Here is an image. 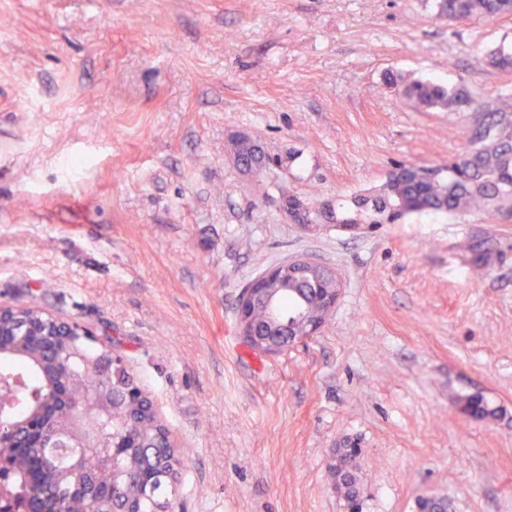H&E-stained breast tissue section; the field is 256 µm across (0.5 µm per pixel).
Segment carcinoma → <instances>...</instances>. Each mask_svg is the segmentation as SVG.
<instances>
[{
  "label": "carcinoma",
  "instance_id": "cac0c4a2",
  "mask_svg": "<svg viewBox=\"0 0 512 512\" xmlns=\"http://www.w3.org/2000/svg\"><path fill=\"white\" fill-rule=\"evenodd\" d=\"M437 16L450 23H459L472 17L512 16V0H437ZM389 83L399 97L423 109L478 110L483 107L479 95L469 89H447L432 81H411L392 75ZM494 205L500 209L512 208V113L498 108L486 113L485 120L470 127L467 149L454 157L440 174L430 179L422 178L417 167L397 164L389 173L380 194L352 201V207L335 211L323 204L315 207L289 196L285 199L288 212L302 219V223L321 219L336 226L357 230L364 223L393 224L411 213L433 212L456 214L474 208ZM329 284L327 277H301L276 282L270 310L257 309L255 322L263 325L268 314L293 317L303 309L311 314L320 313L321 293L318 289ZM16 316L0 319V380L10 381L21 377L44 392V402L36 406L23 398L10 402L15 419L40 418L56 429H67L72 417L71 407L87 388L98 389L110 404V414L101 415L98 421L121 441L131 443V436L139 439L140 447L127 448L118 459L117 477L104 471L100 462L91 454L86 455L84 467L88 471L90 491L105 496L107 488L118 497L130 498L140 512H157L162 504L173 508L171 497L176 487L166 474L183 466L178 452L154 453L167 445L169 430L151 404L141 399L142 389L126 369L116 365L114 373L106 374L82 364L73 366L74 382L68 389H47L50 379L47 362L64 360L70 340L59 336H44L32 332L24 337L26 353L15 356L6 349L17 339L19 329ZM458 410L468 417L489 420L496 416V409L476 394L461 395ZM360 448L353 442L338 449L335 461L329 464L334 475V485L343 493L345 501L360 503L359 483L356 475ZM40 452L30 448L25 454L15 449L0 447V455L13 460L14 468L0 476L13 484L18 492L27 491L23 473L32 455ZM43 479L41 492L47 505L58 497L66 498L67 512H87V495H67L70 478L62 466L49 467L43 461L35 463ZM419 512H447L448 501L443 497H423L418 500Z\"/></svg>",
  "mask_w": 512,
  "mask_h": 512
}]
</instances>
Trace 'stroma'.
<instances>
[{"instance_id":"obj_1","label":"stroma","mask_w":512,"mask_h":512,"mask_svg":"<svg viewBox=\"0 0 512 512\" xmlns=\"http://www.w3.org/2000/svg\"><path fill=\"white\" fill-rule=\"evenodd\" d=\"M499 49L512 17L451 25L434 0H0V304L112 337L183 461L177 512H345L328 462L349 441L362 512H512V211L349 231L283 206L447 165L471 110L384 75L512 112ZM237 135L266 170L237 166ZM300 256L340 276L335 309L251 350L241 289ZM473 393L498 417L462 415ZM389 83L396 88L399 97L414 106L423 109H462L478 110L483 108L479 95L470 89H447L432 81H411L393 75Z\"/></svg>"}]
</instances>
